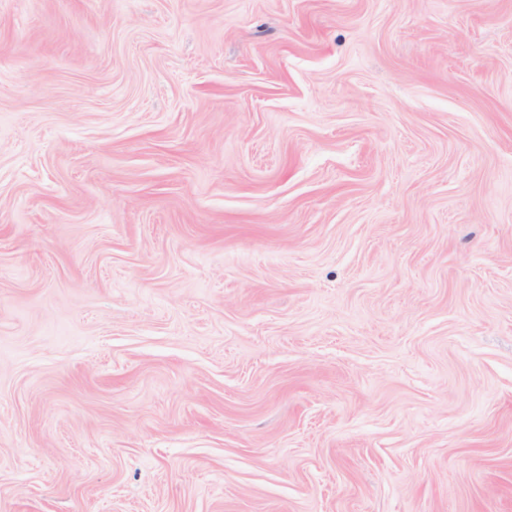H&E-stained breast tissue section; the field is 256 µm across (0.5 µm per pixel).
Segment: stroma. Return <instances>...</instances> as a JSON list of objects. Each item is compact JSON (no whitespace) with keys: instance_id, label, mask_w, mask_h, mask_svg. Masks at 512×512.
<instances>
[{"instance_id":"1","label":"stroma","mask_w":512,"mask_h":512,"mask_svg":"<svg viewBox=\"0 0 512 512\" xmlns=\"http://www.w3.org/2000/svg\"><path fill=\"white\" fill-rule=\"evenodd\" d=\"M0 512H512V0H0Z\"/></svg>"}]
</instances>
